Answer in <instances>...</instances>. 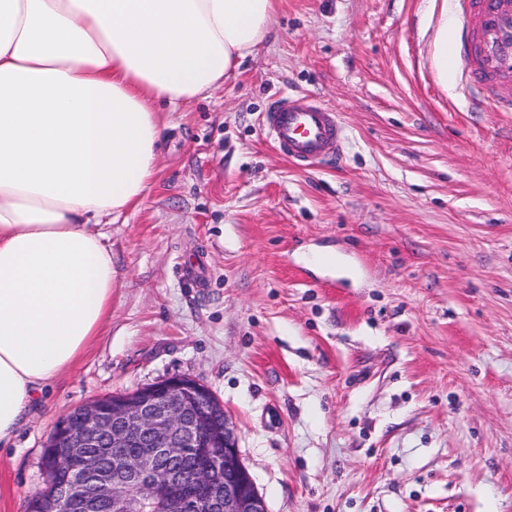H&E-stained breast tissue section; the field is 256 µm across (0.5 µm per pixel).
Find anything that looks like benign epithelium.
Listing matches in <instances>:
<instances>
[{"mask_svg":"<svg viewBox=\"0 0 512 512\" xmlns=\"http://www.w3.org/2000/svg\"><path fill=\"white\" fill-rule=\"evenodd\" d=\"M44 446L42 467L63 478L44 512H266L239 458L224 404L202 382L174 376L75 408Z\"/></svg>","mask_w":512,"mask_h":512,"instance_id":"benign-epithelium-1","label":"benign epithelium"}]
</instances>
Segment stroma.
<instances>
[{
    "label": "stroma",
    "instance_id": "stroma-1",
    "mask_svg": "<svg viewBox=\"0 0 512 512\" xmlns=\"http://www.w3.org/2000/svg\"><path fill=\"white\" fill-rule=\"evenodd\" d=\"M454 21L280 0L235 74L162 113L153 182L106 229L112 317L0 448V512L44 489L65 414L175 375L223 403L267 512H512V112L468 110ZM284 95L340 113V162L278 154Z\"/></svg>",
    "mask_w": 512,
    "mask_h": 512
}]
</instances>
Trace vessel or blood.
I'll return each mask as SVG.
<instances>
[{
    "mask_svg": "<svg viewBox=\"0 0 512 512\" xmlns=\"http://www.w3.org/2000/svg\"><path fill=\"white\" fill-rule=\"evenodd\" d=\"M461 70L501 112H512V0H458ZM262 127L276 151L309 166L341 153L345 133L336 112L304 98L277 100Z\"/></svg>",
    "mask_w": 512,
    "mask_h": 512,
    "instance_id": "obj_1",
    "label": "vessel or blood"
}]
</instances>
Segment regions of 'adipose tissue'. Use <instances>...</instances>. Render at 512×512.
Returning <instances> with one entry per match:
<instances>
[{
    "label": "adipose tissue",
    "instance_id": "ef3b65f1",
    "mask_svg": "<svg viewBox=\"0 0 512 512\" xmlns=\"http://www.w3.org/2000/svg\"><path fill=\"white\" fill-rule=\"evenodd\" d=\"M278 0H0V446L112 316L105 225L141 204L161 110L223 85Z\"/></svg>",
    "mask_w": 512,
    "mask_h": 512
}]
</instances>
